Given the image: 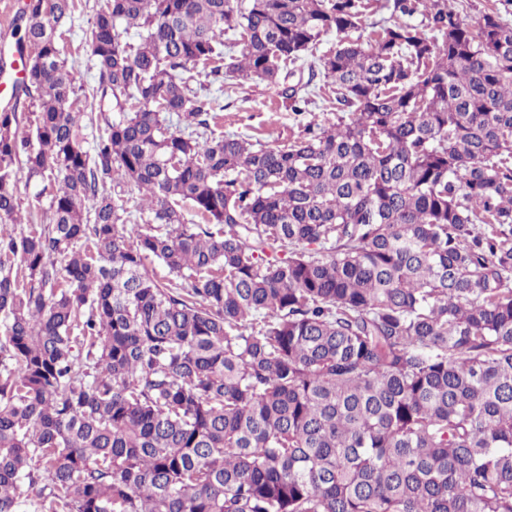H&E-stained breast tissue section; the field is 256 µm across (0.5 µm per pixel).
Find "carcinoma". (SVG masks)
Instances as JSON below:
<instances>
[{
  "instance_id": "cac0c4a2",
  "label": "carcinoma",
  "mask_w": 512,
  "mask_h": 512,
  "mask_svg": "<svg viewBox=\"0 0 512 512\" xmlns=\"http://www.w3.org/2000/svg\"><path fill=\"white\" fill-rule=\"evenodd\" d=\"M73 2L26 4L30 135L0 112V512H512V24L392 0L432 36L366 44L371 0H101L89 149ZM197 65L336 111L216 136ZM18 163L50 197L19 234Z\"/></svg>"
}]
</instances>
